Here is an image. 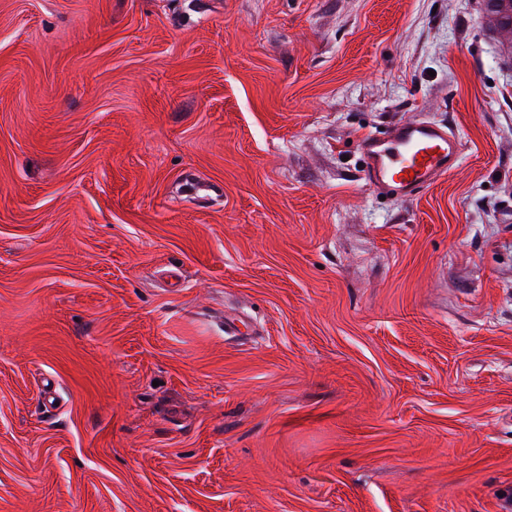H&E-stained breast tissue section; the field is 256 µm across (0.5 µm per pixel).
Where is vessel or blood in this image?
I'll return each mask as SVG.
<instances>
[{
  "label": "vessel or blood",
  "mask_w": 512,
  "mask_h": 512,
  "mask_svg": "<svg viewBox=\"0 0 512 512\" xmlns=\"http://www.w3.org/2000/svg\"><path fill=\"white\" fill-rule=\"evenodd\" d=\"M363 175L374 191L393 197L422 194L459 160V142L449 128L429 120H399L359 144Z\"/></svg>",
  "instance_id": "b4317fda"
}]
</instances>
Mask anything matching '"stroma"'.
<instances>
[{
    "instance_id": "stroma-1",
    "label": "stroma",
    "mask_w": 512,
    "mask_h": 512,
    "mask_svg": "<svg viewBox=\"0 0 512 512\" xmlns=\"http://www.w3.org/2000/svg\"><path fill=\"white\" fill-rule=\"evenodd\" d=\"M0 512H512L485 0H0ZM359 149L367 183L377 193L401 198L419 196L459 160L454 132L423 119L396 121L383 135L363 139Z\"/></svg>"
}]
</instances>
